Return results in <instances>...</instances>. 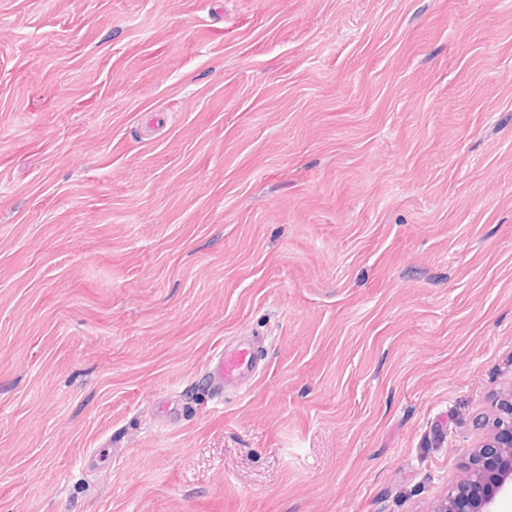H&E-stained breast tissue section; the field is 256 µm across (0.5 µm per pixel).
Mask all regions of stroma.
Returning a JSON list of instances; mask_svg holds the SVG:
<instances>
[{
  "instance_id": "stroma-1",
  "label": "stroma",
  "mask_w": 512,
  "mask_h": 512,
  "mask_svg": "<svg viewBox=\"0 0 512 512\" xmlns=\"http://www.w3.org/2000/svg\"><path fill=\"white\" fill-rule=\"evenodd\" d=\"M510 396L512 0H0V512H435ZM254 350L245 344L224 345L210 359L207 380L215 399H221L228 387H235L256 372Z\"/></svg>"
}]
</instances>
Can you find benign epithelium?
I'll list each match as a JSON object with an SVG mask.
<instances>
[{
  "mask_svg": "<svg viewBox=\"0 0 512 512\" xmlns=\"http://www.w3.org/2000/svg\"><path fill=\"white\" fill-rule=\"evenodd\" d=\"M512 498V399L493 432L469 458V474L448 494L439 512H499L502 500Z\"/></svg>",
  "mask_w": 512,
  "mask_h": 512,
  "instance_id": "obj_1",
  "label": "benign epithelium"
}]
</instances>
